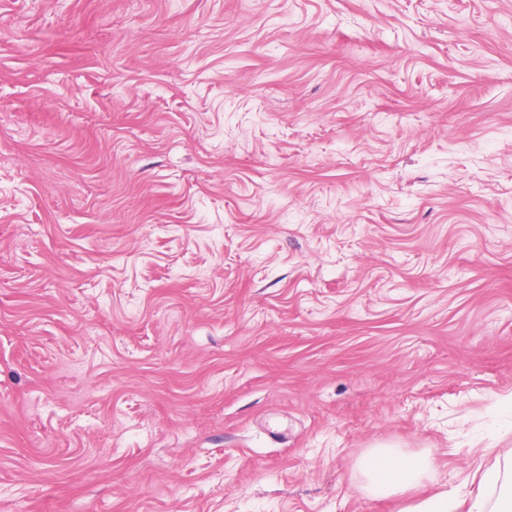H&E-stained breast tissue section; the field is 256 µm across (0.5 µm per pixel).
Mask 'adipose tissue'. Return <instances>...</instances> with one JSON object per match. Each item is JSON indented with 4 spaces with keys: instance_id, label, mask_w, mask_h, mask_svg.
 I'll list each match as a JSON object with an SVG mask.
<instances>
[{
    "instance_id": "1",
    "label": "adipose tissue",
    "mask_w": 512,
    "mask_h": 512,
    "mask_svg": "<svg viewBox=\"0 0 512 512\" xmlns=\"http://www.w3.org/2000/svg\"><path fill=\"white\" fill-rule=\"evenodd\" d=\"M368 494L394 498L424 482H437L429 457L406 455L393 448L373 449L359 462ZM478 491L462 494L444 489L431 496L410 500L400 512H512V452L495 455L474 473Z\"/></svg>"
}]
</instances>
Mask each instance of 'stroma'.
Listing matches in <instances>:
<instances>
[{
	"mask_svg": "<svg viewBox=\"0 0 512 512\" xmlns=\"http://www.w3.org/2000/svg\"><path fill=\"white\" fill-rule=\"evenodd\" d=\"M510 419L512 0H0V512H397ZM358 466L368 494L375 498H395L426 481H439L429 457L406 455L395 448H374Z\"/></svg>",
	"mask_w": 512,
	"mask_h": 512,
	"instance_id": "stroma-1",
	"label": "stroma"
}]
</instances>
